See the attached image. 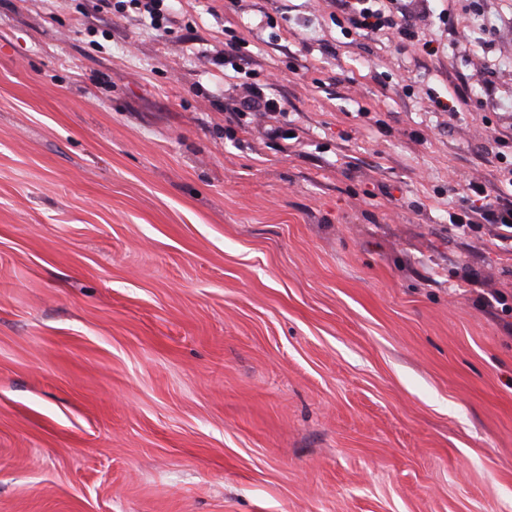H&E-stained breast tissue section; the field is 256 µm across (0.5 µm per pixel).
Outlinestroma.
<instances>
[{
	"label": "stroma",
	"instance_id": "1",
	"mask_svg": "<svg viewBox=\"0 0 512 512\" xmlns=\"http://www.w3.org/2000/svg\"><path fill=\"white\" fill-rule=\"evenodd\" d=\"M95 2L0 0V512H512V0ZM165 0H98V6L106 12L123 13L125 7L135 5V9L139 10L142 14V19L149 20L151 26H159V20L164 17L161 12ZM129 5H128V4ZM341 8L346 13L347 21L350 25L349 30L377 32L382 30H392L394 37L402 43H409L426 53L427 55H436L439 46L434 45L433 40L422 39L419 35V26L417 20L429 10L428 2H442L434 0H422V15L414 16L403 11H396L400 16H396L393 11L386 10L383 2L398 0H339ZM471 186V192L475 197L478 198L476 200H472L469 197L463 198L462 206L460 208V211L463 214L453 213L450 215L449 217L451 224L458 228L470 229L471 223L469 222V218L467 216V208L465 206L469 203V201H471L472 204L481 201L480 210L483 211L486 220H488L491 224L499 225V229H502V227L510 229V231H507V235L498 234L497 237L501 238L502 240H509L510 246H512V207L500 206L496 201H493L488 197V195L484 194L481 186L476 184H471Z\"/></svg>",
	"mask_w": 512,
	"mask_h": 512
}]
</instances>
